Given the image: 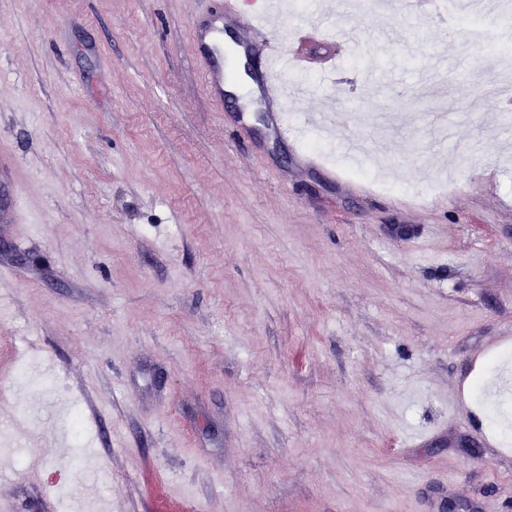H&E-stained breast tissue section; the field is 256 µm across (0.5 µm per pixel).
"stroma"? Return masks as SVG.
Wrapping results in <instances>:
<instances>
[{
  "label": "stroma",
  "mask_w": 512,
  "mask_h": 512,
  "mask_svg": "<svg viewBox=\"0 0 512 512\" xmlns=\"http://www.w3.org/2000/svg\"><path fill=\"white\" fill-rule=\"evenodd\" d=\"M204 0H0V500L17 512H512L490 394L512 352V122L466 23L315 0L329 73L275 107L247 18L225 22L242 100L193 53ZM249 45V75L236 46ZM337 115L322 168L316 112ZM388 188L356 191L345 142ZM336 177H329V170ZM392 224L413 225L406 240ZM82 427L74 429L73 416ZM58 454L45 448L57 436Z\"/></svg>",
  "instance_id": "1"
}]
</instances>
